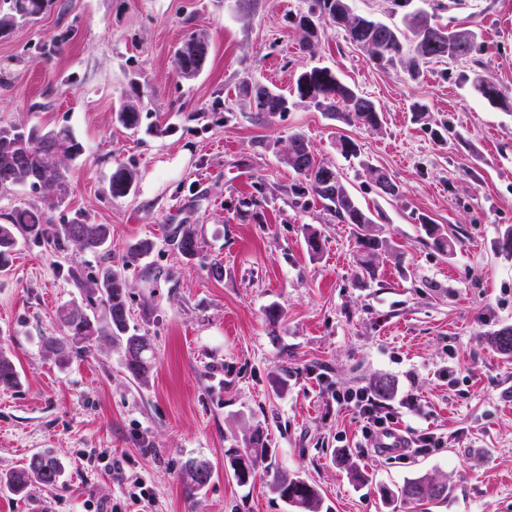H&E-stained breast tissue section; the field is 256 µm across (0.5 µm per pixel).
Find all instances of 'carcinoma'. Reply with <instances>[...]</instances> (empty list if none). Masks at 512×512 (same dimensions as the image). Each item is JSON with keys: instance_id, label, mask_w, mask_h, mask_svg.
I'll list each match as a JSON object with an SVG mask.
<instances>
[{"instance_id": "carcinoma-1", "label": "carcinoma", "mask_w": 512, "mask_h": 512, "mask_svg": "<svg viewBox=\"0 0 512 512\" xmlns=\"http://www.w3.org/2000/svg\"><path fill=\"white\" fill-rule=\"evenodd\" d=\"M53 0H9V12L0 15V33L20 21L37 22ZM327 20L342 29L347 39L360 46L369 59L377 64L403 65L411 79H416L423 66L451 60L466 62L477 51L473 34L448 28L434 21V16L423 10L403 13L400 23H386L370 15L353 12L349 0H306V8L294 18L301 33V48L311 50L317 37L316 21ZM209 46L194 34L187 35L176 49L174 64L177 74L192 80L203 70ZM242 94L250 111L274 116L290 111L296 103L306 102L328 118L346 124L375 129L380 124L376 104L354 88L343 83L336 72L327 66H312L296 77L292 96L259 83H244ZM141 92L134 88V95L125 98L117 112L118 121L131 131H137L142 120ZM83 152L81 142L67 127L49 130L31 129L24 132L17 127H0V188H28L40 192L53 202H62L67 191L68 171L65 161L73 160ZM282 161L299 176L290 187L292 195L302 199L313 196L345 224L356 229V243L365 253L361 261L368 270L379 249L377 238L366 233L375 223L373 214L358 205L342 181L335 167L325 164L312 153L305 137L294 133L288 138ZM135 183V172L124 166L116 167L110 176L112 198L128 196ZM7 223L0 224V268L8 266L18 240L34 245L47 244L56 251H63L68 244L82 251L97 252L103 249L112 236L108 224H91L75 218L68 224H49L45 213L32 205H17L6 216ZM167 241L182 255L193 257L197 252L196 235L184 224L168 228ZM89 304H99L104 317L89 314L74 303L63 307L60 320L67 337H49L45 348L61 361L78 352V345L93 340L108 341L123 352L125 367L137 380H145L153 357L149 337L130 327L123 275L103 267L92 276L87 286ZM490 344L504 355H512V328H502L488 337ZM17 382V370L4 353L0 352V385L12 387ZM227 465L241 486L254 480L259 466L267 459V448L260 431H255L250 446L242 451L229 449ZM62 461L49 454L34 455L24 470L0 475V486L14 494L22 493L27 486L37 483L45 487L56 485L63 473ZM184 477L193 489L210 483L213 469L205 461L191 459L184 464ZM436 480L427 475L404 481L396 492L402 501L421 506L448 497L447 486L440 483V490L429 487ZM270 491L290 507V512H321L322 498L317 488L298 475L276 473L269 483Z\"/></svg>"}]
</instances>
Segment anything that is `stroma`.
Listing matches in <instances>:
<instances>
[{
    "label": "stroma",
    "mask_w": 512,
    "mask_h": 512,
    "mask_svg": "<svg viewBox=\"0 0 512 512\" xmlns=\"http://www.w3.org/2000/svg\"><path fill=\"white\" fill-rule=\"evenodd\" d=\"M414 4L475 32L481 52L430 63L413 81L326 24L305 53L292 23L305 0H54L36 25L0 36V126H66L84 146L68 163L62 203L0 189V224L22 199L54 224L82 215L112 227L107 253L22 244L0 271V349L18 372L16 386L0 388V473L46 450L64 464L56 486L0 489V512H84L119 498L115 473L89 463L103 450L154 491L127 512H286L267 487L279 471L317 486L329 512H416L382 490L423 474L448 484L429 512H512V356L487 341L512 327V256L497 247L512 227V0ZM191 33L210 49L187 81L174 52ZM313 65L373 100L380 127L348 126L302 103L267 118L244 108L242 82L286 93ZM479 79L503 100L478 96ZM134 82L136 132L116 118ZM294 133L376 213L372 234L384 246L373 274L359 264L352 225L322 201L289 196L297 175L278 152ZM342 134L358 142V159L337 151ZM121 163L137 179L116 200L109 179ZM371 166L391 175L397 197L374 191ZM422 215L451 251L425 235ZM172 224L195 230L194 257L169 245ZM313 233L323 240L316 255L306 246ZM140 241L152 248L131 260ZM103 264L122 268L130 324L152 340L147 383L100 342L66 363L44 350L64 333L61 306L84 303L79 284ZM380 378L394 383L389 403H421L397 429L440 433L444 448L406 460L358 452L360 424L331 393ZM258 429L271 455L241 486L225 452ZM190 458L215 472L202 489L186 484Z\"/></svg>",
    "instance_id": "stroma-1"
}]
</instances>
